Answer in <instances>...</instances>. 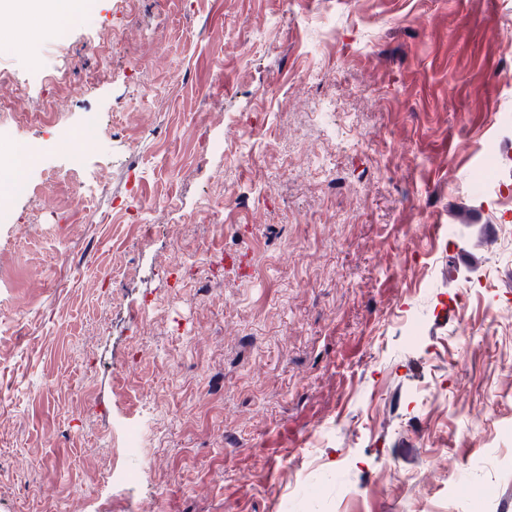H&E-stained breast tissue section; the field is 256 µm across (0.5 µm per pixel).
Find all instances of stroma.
Here are the masks:
<instances>
[{
	"label": "stroma",
	"instance_id": "35a3bbf8",
	"mask_svg": "<svg viewBox=\"0 0 512 512\" xmlns=\"http://www.w3.org/2000/svg\"><path fill=\"white\" fill-rule=\"evenodd\" d=\"M65 30L0 37L54 111L0 116V159L34 153L0 198V512H512V250L470 177L512 146V0Z\"/></svg>",
	"mask_w": 512,
	"mask_h": 512
}]
</instances>
